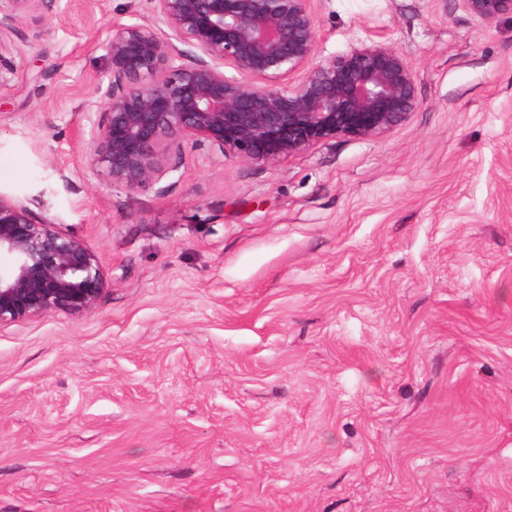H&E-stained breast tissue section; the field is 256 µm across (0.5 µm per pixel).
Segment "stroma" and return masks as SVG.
Here are the masks:
<instances>
[{"instance_id": "1", "label": "stroma", "mask_w": 512, "mask_h": 512, "mask_svg": "<svg viewBox=\"0 0 512 512\" xmlns=\"http://www.w3.org/2000/svg\"><path fill=\"white\" fill-rule=\"evenodd\" d=\"M317 50L416 73L388 134L276 161L87 167L103 43L43 0L0 49V192L98 257L81 315L0 324V512H512V16L314 0Z\"/></svg>"}]
</instances>
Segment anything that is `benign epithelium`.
Wrapping results in <instances>:
<instances>
[{
  "label": "benign epithelium",
  "mask_w": 512,
  "mask_h": 512,
  "mask_svg": "<svg viewBox=\"0 0 512 512\" xmlns=\"http://www.w3.org/2000/svg\"><path fill=\"white\" fill-rule=\"evenodd\" d=\"M147 2L155 23L109 30L107 82L88 103V168L103 183L134 194L175 178L189 141L276 162L337 137L377 138L418 107L415 71L392 44L319 54L313 0ZM456 2L480 27L512 15V0ZM41 3L0 0V41ZM2 255L0 324L86 313L107 286L78 238L0 194Z\"/></svg>",
  "instance_id": "1"
}]
</instances>
